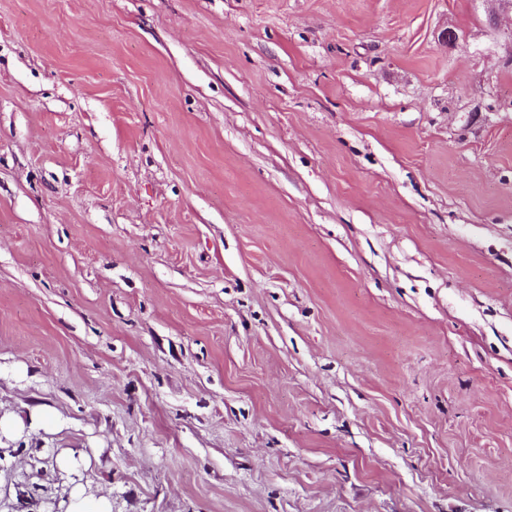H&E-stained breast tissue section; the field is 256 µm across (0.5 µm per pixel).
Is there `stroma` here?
Listing matches in <instances>:
<instances>
[{
	"mask_svg": "<svg viewBox=\"0 0 512 512\" xmlns=\"http://www.w3.org/2000/svg\"><path fill=\"white\" fill-rule=\"evenodd\" d=\"M0 415L14 512H512V11L0 0ZM59 507L61 512H112V500L108 494L87 493L84 484H78L60 501Z\"/></svg>",
	"mask_w": 512,
	"mask_h": 512,
	"instance_id": "1",
	"label": "stroma"
}]
</instances>
